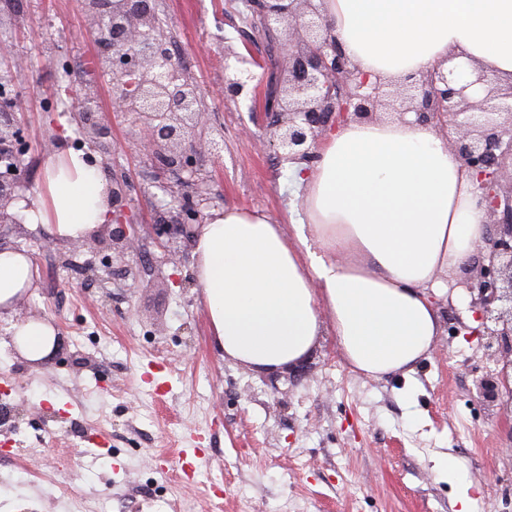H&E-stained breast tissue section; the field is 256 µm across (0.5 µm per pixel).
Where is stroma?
Returning a JSON list of instances; mask_svg holds the SVG:
<instances>
[{"instance_id": "1", "label": "stroma", "mask_w": 512, "mask_h": 512, "mask_svg": "<svg viewBox=\"0 0 512 512\" xmlns=\"http://www.w3.org/2000/svg\"><path fill=\"white\" fill-rule=\"evenodd\" d=\"M86 0H0V45L25 100L28 151L19 173L29 195L61 147L84 151L104 180L131 174L128 210L141 253L109 268L110 251L74 252L30 224L0 227V246L26 250L38 268L23 297L29 315L57 331L40 365L15 349L0 315V512H75L76 499L106 512H455L460 484L432 470L433 457L462 463L473 512H512V397L491 404L476 381L500 370L470 304L438 299L440 333L408 378L352 371L322 337L298 366L262 373L226 359L207 328L188 238L175 259L154 227L174 215L169 190L197 189L204 215L234 205L291 224L292 177L260 132L262 102L278 68L272 42L237 0H155L160 25L182 49L201 90L218 156L200 176L161 172L138 150L113 110L97 63L101 48ZM261 62L252 92L219 98L224 51ZM74 64L61 83L57 62ZM82 90L111 132L103 154L70 119L69 94ZM197 448V471L183 465Z\"/></svg>"}]
</instances>
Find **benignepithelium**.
<instances>
[{"instance_id": "benign-epithelium-1", "label": "benign epithelium", "mask_w": 512, "mask_h": 512, "mask_svg": "<svg viewBox=\"0 0 512 512\" xmlns=\"http://www.w3.org/2000/svg\"><path fill=\"white\" fill-rule=\"evenodd\" d=\"M250 8L262 30L277 40L281 54L282 67L264 98L269 139L262 143L275 147L282 160L312 165L327 130L349 119L376 121L384 108L399 119L414 114L416 123L434 128L463 165L476 172L489 232L460 284L482 321L485 348L505 359L499 375L477 381L479 394L487 402L504 392L512 395V83L480 67L460 75L434 69L399 85L373 83L328 34L315 0H251ZM96 33L111 42L110 92L139 136L141 155L161 168L197 172L203 158L220 151L221 142L206 134L198 86L178 74L153 10L143 0H112ZM251 80L248 68H233L221 96H247ZM72 97L73 119L95 147L107 131L87 111V97L77 90ZM17 132L16 113L1 115L0 143ZM25 188L18 178L0 191L1 224L18 223L9 208ZM129 188L124 182L109 189L112 223L72 244L74 250L93 242L109 244L120 258L138 251L140 240L125 204ZM171 196L179 207L176 221L156 225L157 237L167 242L190 233L206 201L188 192L173 191Z\"/></svg>"}]
</instances>
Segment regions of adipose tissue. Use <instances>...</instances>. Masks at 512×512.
Here are the masks:
<instances>
[{
  "label": "adipose tissue",
  "instance_id": "1",
  "mask_svg": "<svg viewBox=\"0 0 512 512\" xmlns=\"http://www.w3.org/2000/svg\"><path fill=\"white\" fill-rule=\"evenodd\" d=\"M330 34L374 81H403L448 64L512 79V0H320ZM314 166L294 164L291 231L262 212L213 213L193 241V274L225 358L258 371L302 361L332 333L366 376L409 375L439 334L442 274L486 236L485 204L447 142L413 116L329 130ZM17 211L52 239L74 242L111 223L107 184L81 154L45 168L43 191ZM29 253L0 249V312L33 288ZM15 349L46 361L55 328L39 317L10 327Z\"/></svg>",
  "mask_w": 512,
  "mask_h": 512
}]
</instances>
